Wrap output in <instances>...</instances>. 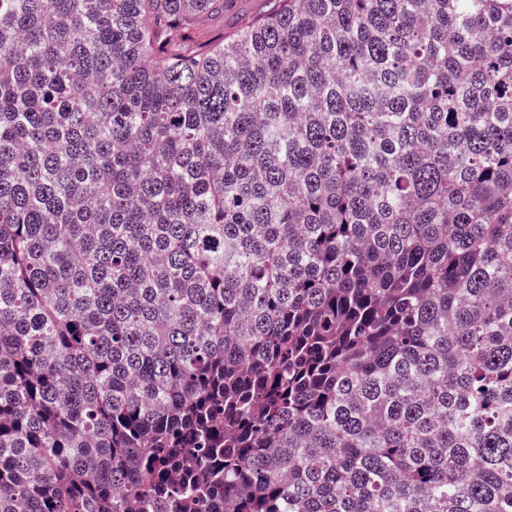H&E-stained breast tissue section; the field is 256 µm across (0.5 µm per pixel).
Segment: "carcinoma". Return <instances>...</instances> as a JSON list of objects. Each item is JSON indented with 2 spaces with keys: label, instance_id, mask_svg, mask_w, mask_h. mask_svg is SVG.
Masks as SVG:
<instances>
[{
  "label": "carcinoma",
  "instance_id": "cac0c4a2",
  "mask_svg": "<svg viewBox=\"0 0 512 512\" xmlns=\"http://www.w3.org/2000/svg\"><path fill=\"white\" fill-rule=\"evenodd\" d=\"M0 0V512H512V0ZM237 9L233 13L216 15L205 23L202 37L204 40L216 37L243 20L268 9L267 0H237Z\"/></svg>",
  "mask_w": 512,
  "mask_h": 512
}]
</instances>
